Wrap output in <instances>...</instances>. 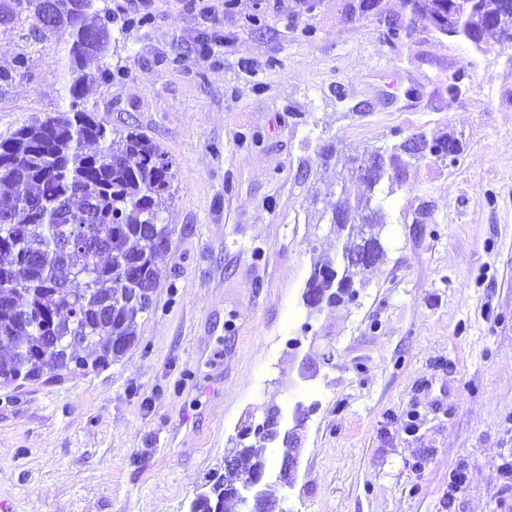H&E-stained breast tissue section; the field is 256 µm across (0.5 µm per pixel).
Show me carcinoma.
Listing matches in <instances>:
<instances>
[{
  "label": "carcinoma",
  "instance_id": "obj_1",
  "mask_svg": "<svg viewBox=\"0 0 512 512\" xmlns=\"http://www.w3.org/2000/svg\"><path fill=\"white\" fill-rule=\"evenodd\" d=\"M414 18L432 23L444 36L475 46L493 34L512 41V14L500 19L504 0H479L478 19L459 14L441 20L439 0H409ZM0 25L29 45L67 29L65 90L69 108L34 118L0 141V385L37 381L43 364L72 373L76 339L94 354L80 366L104 365L103 355L122 358L134 344L138 321L150 308L145 292L158 286L157 256L168 249L171 230L162 214L171 205L172 164L160 148L133 131L112 129L83 106L85 95L112 81L105 62L112 48V11L102 0H0ZM25 53L0 81L28 72ZM454 139L409 137L367 154L369 176H352L371 194L351 200L342 192L330 219V233L342 242L334 256L316 263L306 281L304 305L319 313L352 300L358 277L385 255L382 229L386 202L406 181L410 166ZM363 254L358 267L347 262ZM280 409L269 405L258 424L230 439L236 465L213 477L231 485L266 473L263 449L295 447L292 434L275 428ZM225 498L221 509L201 499L194 512H238Z\"/></svg>",
  "mask_w": 512,
  "mask_h": 512
}]
</instances>
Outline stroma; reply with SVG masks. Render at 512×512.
Returning a JSON list of instances; mask_svg holds the SVG:
<instances>
[{
  "mask_svg": "<svg viewBox=\"0 0 512 512\" xmlns=\"http://www.w3.org/2000/svg\"><path fill=\"white\" fill-rule=\"evenodd\" d=\"M211 2L107 0L114 77L84 106L172 161L171 241L119 361L0 386V512H188L230 437L270 403L293 427L299 402L315 410L284 512H512L505 51L413 22L406 0ZM387 19L410 28L392 45ZM67 40L24 47L0 26V67L30 57L0 86V140L67 108ZM420 134L456 139L457 161L409 167L356 303L308 316L313 263L337 246L321 153ZM327 343L331 362L296 381Z\"/></svg>",
  "mask_w": 512,
  "mask_h": 512,
  "instance_id": "obj_1",
  "label": "stroma"
}]
</instances>
